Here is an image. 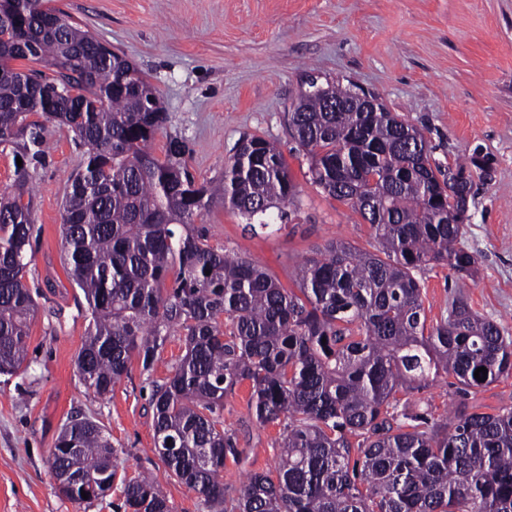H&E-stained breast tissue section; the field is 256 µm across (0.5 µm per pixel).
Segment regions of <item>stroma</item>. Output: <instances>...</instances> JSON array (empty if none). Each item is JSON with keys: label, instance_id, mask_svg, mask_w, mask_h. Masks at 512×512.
Instances as JSON below:
<instances>
[{"label": "stroma", "instance_id": "stroma-1", "mask_svg": "<svg viewBox=\"0 0 512 512\" xmlns=\"http://www.w3.org/2000/svg\"><path fill=\"white\" fill-rule=\"evenodd\" d=\"M49 8L124 55L155 88L167 121L153 151L171 141L199 183L215 181L238 142L259 135L277 142L297 187L278 231L250 232L230 208L213 205L198 228L215 248L259 262L284 288L298 266L336 240L372 249L369 224L350 204L328 197L309 175L285 115L310 81L355 85L420 129L441 167L469 164L472 192L461 244L476 255L473 276L445 265L416 270L427 325L455 296L512 336V0H48ZM50 149L38 163L18 164L15 144H0V191L25 177L34 194L39 237L27 283L37 312L27 340V366L0 375V512H118L121 486L90 502L62 496L48 456L73 418L99 424L117 453L118 475L150 474L172 512H208L203 499L172 477L152 451L154 383L184 354L168 339L150 370L133 361L104 397L80 381L75 360L86 337V301L62 264L60 224L68 178L84 160L73 132L47 125ZM249 382L224 398V428L243 448L221 478L240 487L248 474L274 470L280 424L250 421ZM401 400L434 420L479 407L512 405V375L463 395L438 378Z\"/></svg>", "mask_w": 512, "mask_h": 512}]
</instances>
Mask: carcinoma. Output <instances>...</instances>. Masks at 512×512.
Here are the masks:
<instances>
[{"instance_id":"carcinoma-1","label":"carcinoma","mask_w":512,"mask_h":512,"mask_svg":"<svg viewBox=\"0 0 512 512\" xmlns=\"http://www.w3.org/2000/svg\"><path fill=\"white\" fill-rule=\"evenodd\" d=\"M56 19L46 28L39 0H0V143L25 138L34 160L51 123L85 148L60 232L64 269L88 306L76 358L87 389L111 393L132 357L148 371L174 330L182 333L185 354L151 395L153 452L209 512H512V405L440 423L396 397L441 373L463 393L512 374V337L463 299L426 327L413 274L433 262L469 276L477 264L460 246L457 213L472 190L463 168L439 179L423 133L382 104L332 112L322 95L300 98L288 132L310 157L312 182L350 203L377 246L331 242L299 267L298 291L287 290L196 228L215 203L252 229L268 227V211L296 196L279 148L248 136L218 184H196L180 147L163 162L153 153L165 113L151 84L78 24ZM29 58L52 75L12 67ZM31 114L43 123L27 122ZM33 209L22 179L0 193L4 375L27 360ZM243 381L256 423L283 424V453L276 477L254 472L231 492L220 474L243 450L219 425L224 396ZM115 454L96 422L77 418L64 424L48 463L84 479L68 499L91 501L112 489ZM121 485L132 512H170L151 478Z\"/></svg>"}]
</instances>
